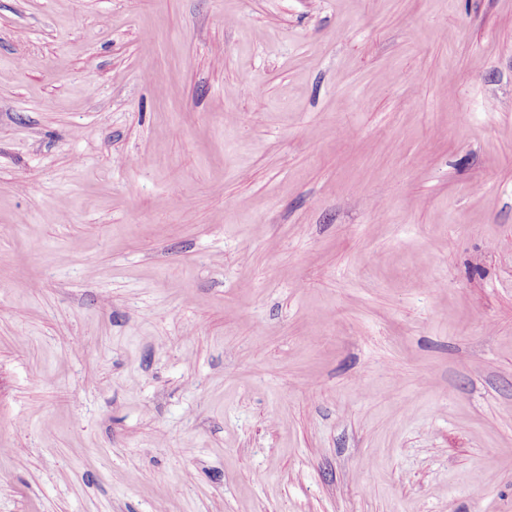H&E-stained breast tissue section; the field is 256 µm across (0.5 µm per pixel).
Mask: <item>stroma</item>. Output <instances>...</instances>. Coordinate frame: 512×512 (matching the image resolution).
I'll use <instances>...</instances> for the list:
<instances>
[{
	"instance_id": "obj_1",
	"label": "stroma",
	"mask_w": 512,
	"mask_h": 512,
	"mask_svg": "<svg viewBox=\"0 0 512 512\" xmlns=\"http://www.w3.org/2000/svg\"><path fill=\"white\" fill-rule=\"evenodd\" d=\"M0 512H512V0H0Z\"/></svg>"
}]
</instances>
